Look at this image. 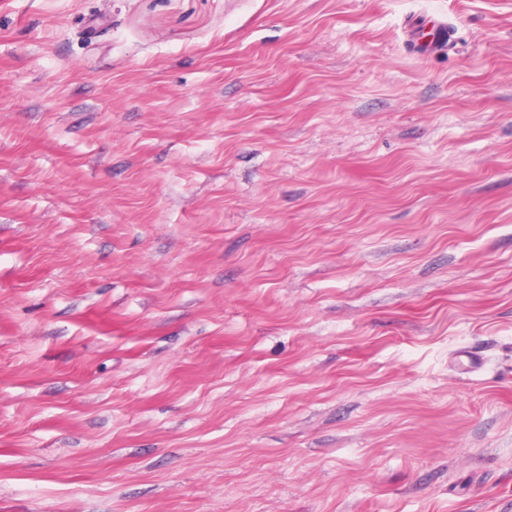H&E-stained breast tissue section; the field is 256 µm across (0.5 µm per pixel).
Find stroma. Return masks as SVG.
Here are the masks:
<instances>
[{"label":"stroma","instance_id":"1","mask_svg":"<svg viewBox=\"0 0 512 512\" xmlns=\"http://www.w3.org/2000/svg\"><path fill=\"white\" fill-rule=\"evenodd\" d=\"M0 512H512V0H0Z\"/></svg>","mask_w":512,"mask_h":512}]
</instances>
